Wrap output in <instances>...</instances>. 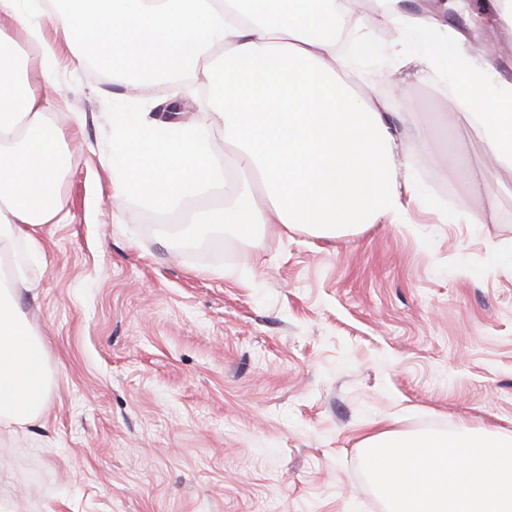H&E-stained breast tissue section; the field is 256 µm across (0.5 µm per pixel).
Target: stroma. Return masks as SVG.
Instances as JSON below:
<instances>
[{
    "instance_id": "obj_1",
    "label": "stroma",
    "mask_w": 512,
    "mask_h": 512,
    "mask_svg": "<svg viewBox=\"0 0 512 512\" xmlns=\"http://www.w3.org/2000/svg\"><path fill=\"white\" fill-rule=\"evenodd\" d=\"M53 84L69 218L43 225L23 293L48 343L45 428L0 446V512H387L361 472L372 429L512 436V171L482 190L436 167L466 136L448 79L406 80L386 55L352 69L384 100L405 81L400 138L419 197L407 223L336 238L261 229L187 239L181 214L112 209V115L141 105L71 63Z\"/></svg>"
}]
</instances>
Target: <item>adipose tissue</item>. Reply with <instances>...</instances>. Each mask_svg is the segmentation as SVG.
Returning <instances> with one entry per match:
<instances>
[{"label":"adipose tissue","mask_w":512,"mask_h":512,"mask_svg":"<svg viewBox=\"0 0 512 512\" xmlns=\"http://www.w3.org/2000/svg\"><path fill=\"white\" fill-rule=\"evenodd\" d=\"M45 9L0 0L14 33L0 29V441L44 427L51 408L48 351L20 303L32 290L17 247L41 259L38 230L67 216L61 186L68 168L65 127L81 122L43 79L59 66L58 43L76 65L89 56L125 73L140 92L165 85L172 100L192 95L208 117L179 112L112 115V200L139 196L166 213L191 197L215 209L187 212L186 229L230 228L253 240L262 224L333 237L370 224H401L417 195L398 157L425 153V138L395 135L385 101L347 78L337 50L354 38L356 58L368 18L357 0H62ZM383 19L404 46L408 33L437 27L436 14L389 0ZM22 37L34 55L13 50ZM419 81L446 73L468 111L469 134L448 164L462 183L512 169V90L493 83L487 49L460 32L416 60ZM483 152L465 162L473 141Z\"/></svg>","instance_id":"ef3b65f1"}]
</instances>
